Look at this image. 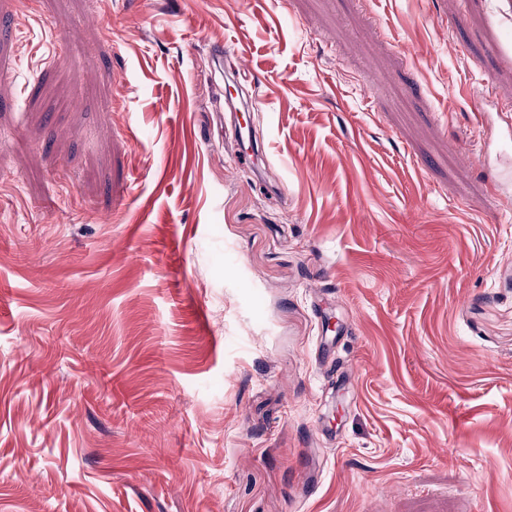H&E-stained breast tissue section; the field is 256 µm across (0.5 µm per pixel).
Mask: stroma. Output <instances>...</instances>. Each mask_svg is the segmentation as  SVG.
Listing matches in <instances>:
<instances>
[{"label":"stroma","mask_w":512,"mask_h":512,"mask_svg":"<svg viewBox=\"0 0 512 512\" xmlns=\"http://www.w3.org/2000/svg\"><path fill=\"white\" fill-rule=\"evenodd\" d=\"M511 119L512 0H0V512H512ZM252 75L247 71L232 72L229 79H225L224 98L225 106L230 112V117L234 123L236 132L238 134V141L240 145V157L247 164H252L253 170H259L260 165L265 166L266 157L263 156L260 147L255 137L252 136L249 125H242L237 117L236 112H251L255 106V100H250L248 106L244 111L236 109L233 105L234 101L241 96L242 93H248V87L252 84L250 80ZM256 162H260V165Z\"/></svg>","instance_id":"1"}]
</instances>
